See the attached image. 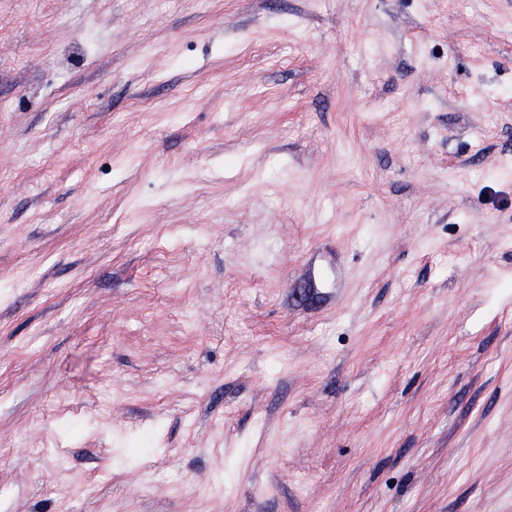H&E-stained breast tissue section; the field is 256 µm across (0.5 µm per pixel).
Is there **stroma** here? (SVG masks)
<instances>
[{
    "instance_id": "stroma-1",
    "label": "stroma",
    "mask_w": 512,
    "mask_h": 512,
    "mask_svg": "<svg viewBox=\"0 0 512 512\" xmlns=\"http://www.w3.org/2000/svg\"><path fill=\"white\" fill-rule=\"evenodd\" d=\"M512 0H0V512H512Z\"/></svg>"
}]
</instances>
